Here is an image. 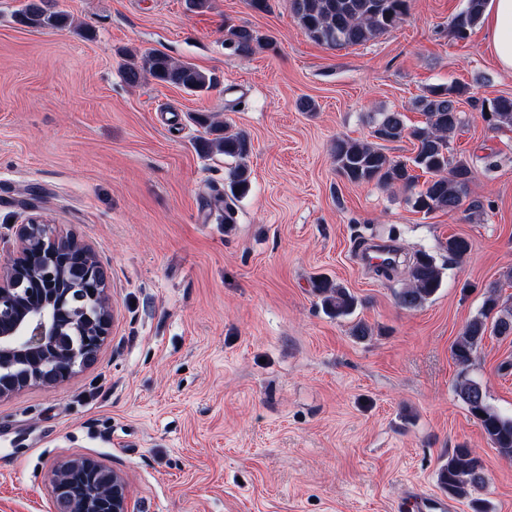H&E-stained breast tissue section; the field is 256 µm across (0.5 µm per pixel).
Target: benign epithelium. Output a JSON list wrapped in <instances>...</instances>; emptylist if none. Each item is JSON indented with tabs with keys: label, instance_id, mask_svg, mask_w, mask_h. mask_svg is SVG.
Returning <instances> with one entry per match:
<instances>
[{
	"label": "benign epithelium",
	"instance_id": "7a95c632",
	"mask_svg": "<svg viewBox=\"0 0 512 512\" xmlns=\"http://www.w3.org/2000/svg\"><path fill=\"white\" fill-rule=\"evenodd\" d=\"M15 255L0 266V367L16 358L29 359L35 373L27 382L11 388L0 387V398L24 390L31 384L53 386L78 367L92 363L111 328V314L86 315L90 330L85 348L66 351L57 347L61 316L70 304L69 293L42 295L28 304L18 293L27 273L48 266L52 258L78 254L92 255L91 249L74 237L57 232L51 225L32 218L17 225ZM108 275L100 264L87 266L86 280L77 300L97 294L107 296ZM50 512H130L125 476L118 470L88 456L73 457L56 468L51 477Z\"/></svg>",
	"mask_w": 512,
	"mask_h": 512
}]
</instances>
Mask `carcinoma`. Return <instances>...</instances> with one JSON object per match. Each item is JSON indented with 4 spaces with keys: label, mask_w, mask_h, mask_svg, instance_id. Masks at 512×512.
Masks as SVG:
<instances>
[{
    "label": "carcinoma",
    "mask_w": 512,
    "mask_h": 512,
    "mask_svg": "<svg viewBox=\"0 0 512 512\" xmlns=\"http://www.w3.org/2000/svg\"><path fill=\"white\" fill-rule=\"evenodd\" d=\"M291 6L298 24L317 42L331 48L359 45L396 28L410 8L409 0H291ZM485 7L486 0H467L465 8L450 22L451 34L457 39L467 38ZM19 18L34 29L57 27L65 21L62 12L36 0H30L21 9ZM261 43L262 37L247 26L227 29L225 44L237 55L248 56ZM123 73L130 83L149 75L161 83L195 94L207 93L218 85L216 77L161 53L129 55ZM463 98L480 110L490 124L512 127V97L480 98L457 82L430 86L414 101L415 109L425 117L424 126L410 129L404 113L382 112L372 131V136L383 142L398 141L406 136L413 138L414 156L393 159L372 142L342 138L336 140L333 147L336 169L352 183L374 181L409 192V200L417 212L429 214L459 209L474 177L470 164L448 151L449 134L462 122L457 104ZM195 121L205 126L209 134L197 141L195 149L204 155L219 152L234 160L224 195L233 199L247 195L251 189V172L247 165L250 139L242 132H227L223 124L209 116L199 115ZM418 170L429 175L420 189L417 188ZM469 250L466 238H448L449 257L460 259ZM442 282V267L431 254L421 251L409 267L408 283L397 293V302L406 310L420 308L438 292ZM315 288L323 308L333 316H347L357 306L356 297L347 288L328 278L318 280ZM490 335H512V303L502 299L497 284L488 286L479 314L466 324L453 346V358L461 368L455 391L497 452L512 459V416L493 408L482 384L467 375L479 347ZM437 484L448 498L468 499L473 512H487L483 500L473 497L485 486L486 476L480 459L470 449L459 446L443 459L437 472Z\"/></svg>",
    "instance_id": "1"
}]
</instances>
